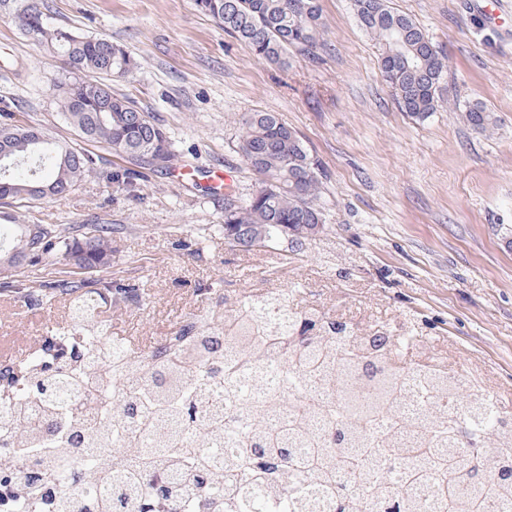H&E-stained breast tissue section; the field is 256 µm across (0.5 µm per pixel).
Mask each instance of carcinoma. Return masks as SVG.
<instances>
[{"label":"carcinoma","mask_w":512,"mask_h":512,"mask_svg":"<svg viewBox=\"0 0 512 512\" xmlns=\"http://www.w3.org/2000/svg\"><path fill=\"white\" fill-rule=\"evenodd\" d=\"M224 33L252 55L288 64V52L315 55L325 24L319 0H196ZM362 28L379 46L381 75L399 109L415 119L437 110L448 56L386 0H352ZM26 32L50 43L62 62L56 83L67 123L152 170L181 167L166 132L112 81L135 67L125 49L53 25L36 5L17 15ZM466 119L477 131L496 123L480 104ZM36 125L0 124V165L7 197L27 204L60 199L97 173L89 151ZM237 152L260 177L245 202L224 206V239L253 247L280 236L299 243L323 227L318 165L296 131L269 112L242 119ZM167 164L158 166L155 159ZM54 251L79 270L112 267L106 224L79 237L50 224H18L14 245L0 248V271L37 262ZM89 282L44 283V296L72 294ZM277 305L284 317L268 316ZM182 330L145 353L110 350L82 324L32 353L0 399V448L26 464L21 507L48 489L55 512H490L512 505V478L476 479L483 464L467 445L512 473V426L482 397L469 402L470 426L451 402L459 388L428 363L407 369L404 354L381 330L364 334L316 311H299L286 291L244 296L224 315ZM387 365L375 397L343 406L347 376ZM399 465L382 476L380 465Z\"/></svg>","instance_id":"carcinoma-1"}]
</instances>
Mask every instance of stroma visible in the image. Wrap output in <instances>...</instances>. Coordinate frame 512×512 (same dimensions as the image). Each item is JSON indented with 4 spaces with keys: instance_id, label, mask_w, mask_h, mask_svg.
<instances>
[{
    "instance_id": "1",
    "label": "stroma",
    "mask_w": 512,
    "mask_h": 512,
    "mask_svg": "<svg viewBox=\"0 0 512 512\" xmlns=\"http://www.w3.org/2000/svg\"><path fill=\"white\" fill-rule=\"evenodd\" d=\"M28 2L0 0V115L73 143L60 62L16 22ZM36 2L55 27L131 52L137 68L112 89L154 117L189 172L143 169L126 189L109 176L127 159L90 145L97 173L66 197L29 207L0 198V247L19 224L109 225L104 277L141 297L110 296L100 315L137 352L226 299L290 289L298 310L415 336L409 363L442 361L512 413V15L492 25L472 0H387L448 56L442 93L458 107L417 120L397 108L351 0H320L324 45L291 52L284 67L250 54L195 0ZM475 103L493 112V132L467 122ZM252 112L292 127L319 164L325 224L304 243L233 247L220 229L224 197L207 177L241 197L258 187L236 151ZM71 303L0 290V354L17 358L74 328Z\"/></svg>"
}]
</instances>
